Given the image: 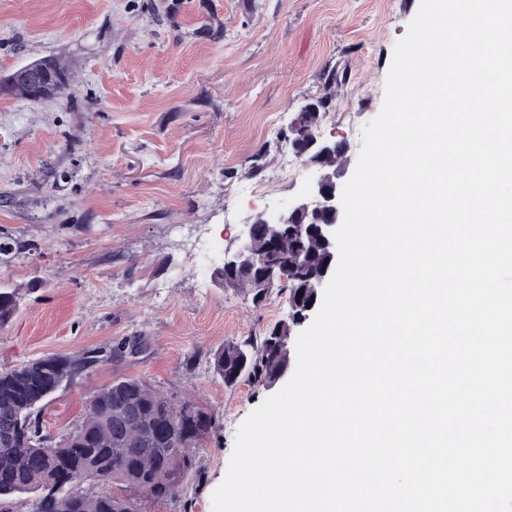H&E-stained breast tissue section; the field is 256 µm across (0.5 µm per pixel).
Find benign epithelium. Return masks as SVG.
Masks as SVG:
<instances>
[{"label": "benign epithelium", "mask_w": 512, "mask_h": 512, "mask_svg": "<svg viewBox=\"0 0 512 512\" xmlns=\"http://www.w3.org/2000/svg\"><path fill=\"white\" fill-rule=\"evenodd\" d=\"M25 78L28 83L26 98L43 99L44 83L51 75L43 69L29 68ZM324 107L325 101L320 97L307 99L284 133L288 148L305 165L317 168L319 175L288 204L287 209L276 214L265 210L255 212L242 225L237 249L224 253L221 272L231 274L224 284L248 285L258 304L274 286H282L299 277L308 253L324 251L328 254V262L321 274L315 278L306 277L312 298L301 306L290 305L288 321L278 324L277 336H295L315 314L318 297L323 295L336 269L338 249L333 233L342 223L343 208L330 170L343 160L347 147L341 141L324 136L321 130ZM284 253L289 257L286 265L278 259V255Z\"/></svg>", "instance_id": "benign-epithelium-1"}]
</instances>
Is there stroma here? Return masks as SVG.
Instances as JSON below:
<instances>
[{"label":"stroma","mask_w":512,"mask_h":512,"mask_svg":"<svg viewBox=\"0 0 512 512\" xmlns=\"http://www.w3.org/2000/svg\"><path fill=\"white\" fill-rule=\"evenodd\" d=\"M420 0H0V81L39 61L68 74L52 99L0 91V369L134 339L141 353L98 365L40 417L53 437L120 377L188 399L218 425L177 498L140 512H212L242 422L271 389L225 386L209 365L229 342L288 316L219 270L241 224L274 212L316 175L282 132L327 97L322 128L345 140L352 177L377 117L396 42Z\"/></svg>","instance_id":"obj_1"}]
</instances>
